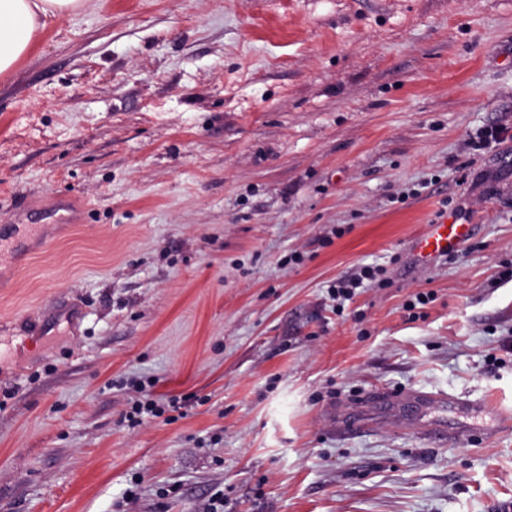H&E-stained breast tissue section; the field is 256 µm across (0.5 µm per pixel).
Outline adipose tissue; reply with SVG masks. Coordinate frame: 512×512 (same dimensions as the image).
Segmentation results:
<instances>
[{"label": "adipose tissue", "instance_id": "adipose-tissue-1", "mask_svg": "<svg viewBox=\"0 0 512 512\" xmlns=\"http://www.w3.org/2000/svg\"><path fill=\"white\" fill-rule=\"evenodd\" d=\"M85 4L86 0H0V77L13 72L51 19Z\"/></svg>", "mask_w": 512, "mask_h": 512}]
</instances>
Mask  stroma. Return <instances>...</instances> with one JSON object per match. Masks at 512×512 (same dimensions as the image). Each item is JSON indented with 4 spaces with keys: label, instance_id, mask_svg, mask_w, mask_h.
<instances>
[{
    "label": "stroma",
    "instance_id": "35a3bbf8",
    "mask_svg": "<svg viewBox=\"0 0 512 512\" xmlns=\"http://www.w3.org/2000/svg\"><path fill=\"white\" fill-rule=\"evenodd\" d=\"M445 199L478 232L416 268ZM23 211L49 242L0 255V512H512V433L433 444L373 401L512 411V0H87L0 78ZM131 378L180 409L129 426ZM383 272L384 270L381 268L363 266L350 277L337 280L336 285H334L333 288L330 287V293L333 297V300H349L354 294V289L370 287L373 283H376L378 275ZM364 281H367L368 283L365 284ZM376 284L383 288L388 286L389 281L381 279L378 280Z\"/></svg>",
    "mask_w": 512,
    "mask_h": 512
}]
</instances>
